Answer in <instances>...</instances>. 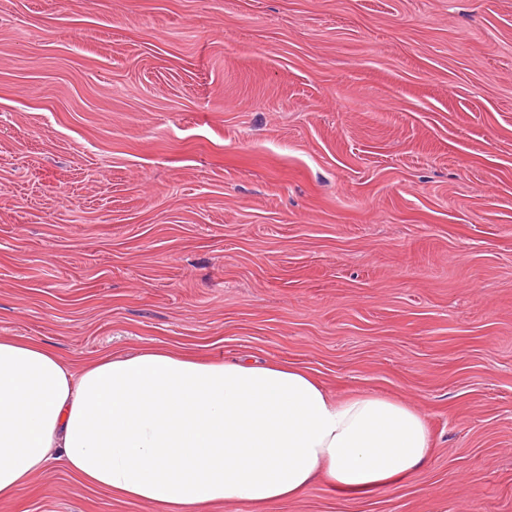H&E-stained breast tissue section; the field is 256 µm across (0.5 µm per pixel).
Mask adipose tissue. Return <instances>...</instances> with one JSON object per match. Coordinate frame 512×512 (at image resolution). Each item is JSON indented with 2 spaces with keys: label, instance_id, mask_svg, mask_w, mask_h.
Listing matches in <instances>:
<instances>
[{
  "label": "adipose tissue",
  "instance_id": "ef3b65f1",
  "mask_svg": "<svg viewBox=\"0 0 512 512\" xmlns=\"http://www.w3.org/2000/svg\"><path fill=\"white\" fill-rule=\"evenodd\" d=\"M428 448L405 402L335 399L285 363L150 347L75 365L40 342L0 338V500L56 461L89 488L172 512L273 504L318 479L360 494L410 476Z\"/></svg>",
  "mask_w": 512,
  "mask_h": 512
}]
</instances>
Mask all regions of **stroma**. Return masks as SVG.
<instances>
[{"instance_id":"stroma-1","label":"stroma","mask_w":512,"mask_h":512,"mask_svg":"<svg viewBox=\"0 0 512 512\" xmlns=\"http://www.w3.org/2000/svg\"><path fill=\"white\" fill-rule=\"evenodd\" d=\"M0 337L284 362L425 464L207 512H512V0H0ZM0 512H167L62 466Z\"/></svg>"}]
</instances>
